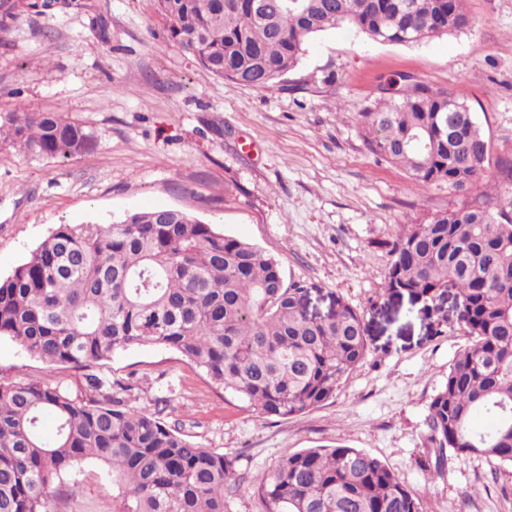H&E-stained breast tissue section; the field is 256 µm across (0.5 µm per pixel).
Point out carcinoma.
<instances>
[{
  "instance_id": "1",
  "label": "carcinoma",
  "mask_w": 512,
  "mask_h": 512,
  "mask_svg": "<svg viewBox=\"0 0 512 512\" xmlns=\"http://www.w3.org/2000/svg\"><path fill=\"white\" fill-rule=\"evenodd\" d=\"M38 0H0V46ZM174 43L210 74L257 90L281 82L307 41L350 26L374 41L413 44L469 27L465 0H154ZM361 114L369 149L416 183L462 193L488 169L491 147L470 106L403 73L380 82ZM6 139L41 158L85 151L92 133L59 112L19 109ZM475 205L403 224L385 288L434 300L453 289L469 344L429 404L436 467L445 449L512 468V160ZM303 287L253 243L186 211L156 208L116 224H58L0 278V338L46 363L87 368L140 346L172 350L260 415L289 418L338 391L369 350L364 313L337 300L308 313ZM72 394L44 379L0 386V512H51L85 460L105 466L114 512H225L247 482L237 457L206 448L163 410L131 405L135 386L87 375ZM483 412L491 425L472 426ZM265 512H426L377 457L307 448L251 483Z\"/></svg>"
}]
</instances>
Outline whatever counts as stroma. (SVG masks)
<instances>
[{"instance_id":"1","label":"stroma","mask_w":512,"mask_h":512,"mask_svg":"<svg viewBox=\"0 0 512 512\" xmlns=\"http://www.w3.org/2000/svg\"><path fill=\"white\" fill-rule=\"evenodd\" d=\"M21 16L0 46V116L23 106L84 123L92 147L65 161L0 138V276L59 224H109L158 207L185 210L280 260L309 313L335 299L364 311L370 351L336 395L290 418L262 417L176 353L137 347L98 373L140 387L136 407L163 408L202 446L238 455L258 476L281 457L343 445L383 461L429 512H512V470L448 452L434 467L429 403L468 343L454 292L389 296L398 225L481 202L495 168L468 197L415 183L373 154L360 119L381 78L406 73L470 106L493 157L512 156V0H466L464 32L380 43L341 26L306 45L282 82L256 90L217 78L162 33L153 0H83ZM443 335H435V327ZM86 370L51 365L0 339V383L46 378L84 392ZM65 512H112V485L84 462Z\"/></svg>"}]
</instances>
